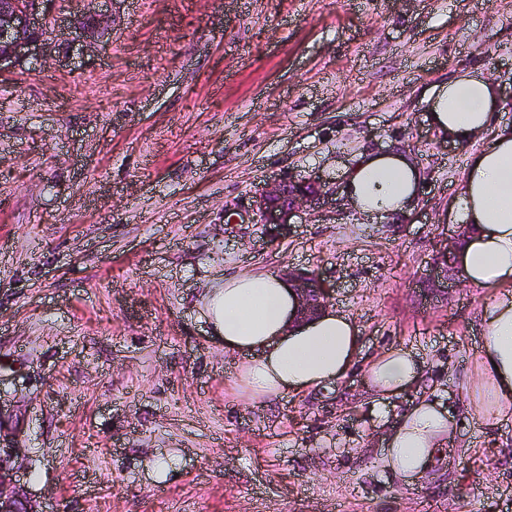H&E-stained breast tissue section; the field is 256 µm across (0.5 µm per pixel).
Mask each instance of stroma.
<instances>
[{
	"instance_id": "obj_1",
	"label": "stroma",
	"mask_w": 512,
	"mask_h": 512,
	"mask_svg": "<svg viewBox=\"0 0 512 512\" xmlns=\"http://www.w3.org/2000/svg\"><path fill=\"white\" fill-rule=\"evenodd\" d=\"M106 34L0 72V444L50 512H512V421L471 408L490 293L421 281L471 156L434 86L481 70L512 129V0H106ZM400 150L410 211L363 216L338 171ZM326 196L269 238L265 179ZM317 271L361 331L345 376L256 397L203 300L244 271ZM422 361L381 396L371 358ZM456 424L429 468L384 469L416 400ZM169 474L156 480L154 462Z\"/></svg>"
}]
</instances>
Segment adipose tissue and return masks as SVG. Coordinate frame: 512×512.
<instances>
[{"label": "adipose tissue", "mask_w": 512, "mask_h": 512, "mask_svg": "<svg viewBox=\"0 0 512 512\" xmlns=\"http://www.w3.org/2000/svg\"><path fill=\"white\" fill-rule=\"evenodd\" d=\"M428 103L431 126L461 144L491 132L501 108L495 85L477 70L435 87ZM491 134L467 166L450 217L467 231L457 254L464 283L493 292L482 312L477 355L479 388L487 402L475 405L474 412L503 422L512 418V131ZM421 181L406 154L369 151L348 171L344 192L358 213H401L415 202ZM203 307L213 336L242 356L240 383L259 396L337 380L359 353V329L348 313L330 306L316 318L298 319L296 295L275 272L226 278L207 294ZM422 370L418 359L399 347L373 359L367 373L381 394L392 395L412 386ZM453 430L440 405L415 403L387 440L385 468L409 481L420 477Z\"/></svg>", "instance_id": "obj_1"}]
</instances>
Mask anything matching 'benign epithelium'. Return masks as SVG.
Listing matches in <instances>:
<instances>
[{
    "instance_id": "benign-epithelium-1",
    "label": "benign epithelium",
    "mask_w": 512,
    "mask_h": 512,
    "mask_svg": "<svg viewBox=\"0 0 512 512\" xmlns=\"http://www.w3.org/2000/svg\"><path fill=\"white\" fill-rule=\"evenodd\" d=\"M62 0H0V65L7 62L50 57L46 16ZM70 28L82 41L92 42L103 34L100 14L89 9L70 20ZM319 187L287 180H269L255 192L254 209L259 222L273 232L288 229L292 220L314 210L320 200ZM460 235L440 247L433 277L448 279V265L455 264ZM298 299V311L312 317L331 303V294L316 271L285 270ZM12 448L0 447V512H46L37 507L26 491L17 485Z\"/></svg>"
}]
</instances>
